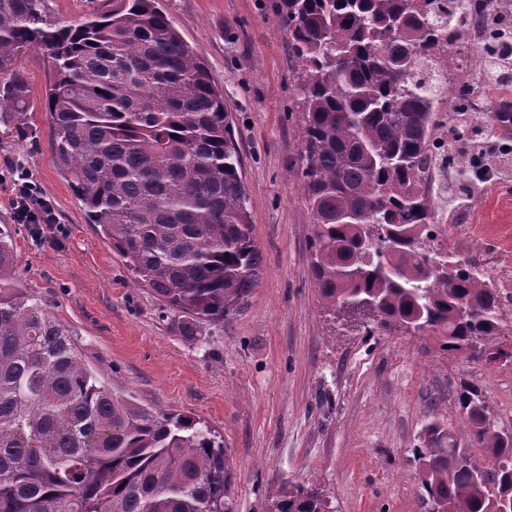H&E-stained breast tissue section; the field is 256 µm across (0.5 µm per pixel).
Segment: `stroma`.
Listing matches in <instances>:
<instances>
[{"instance_id": "35a3bbf8", "label": "stroma", "mask_w": 512, "mask_h": 512, "mask_svg": "<svg viewBox=\"0 0 512 512\" xmlns=\"http://www.w3.org/2000/svg\"><path fill=\"white\" fill-rule=\"evenodd\" d=\"M275 0H158L224 96L241 160L260 275L246 301L220 325L186 335L181 316L163 311L134 283L98 226L87 223L51 147L43 110L54 72L45 54L19 61L30 110L23 132L0 125V229L10 235L17 287L46 306L72 334L77 352L107 387L157 411L203 422L232 462L234 512H269L286 480L316 485L334 512H426L413 448L440 422L480 465L458 410L463 384L477 386L499 425L512 427V361L489 366L445 354L429 337L367 333L333 319L309 271L312 217L295 163L297 64ZM450 89L436 132L452 162L449 200L464 206L457 224L478 226L472 246L512 225V152L495 142L496 172L472 175V157L453 136L456 109L475 128L512 106L504 91L476 90L472 78ZM26 169L66 230L33 235L12 215L8 165Z\"/></svg>"}]
</instances>
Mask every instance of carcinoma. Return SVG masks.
Listing matches in <instances>:
<instances>
[{
	"label": "carcinoma",
	"instance_id": "cac0c4a2",
	"mask_svg": "<svg viewBox=\"0 0 512 512\" xmlns=\"http://www.w3.org/2000/svg\"><path fill=\"white\" fill-rule=\"evenodd\" d=\"M462 0H279L301 75L297 160L313 218L310 274L328 314L372 303L371 324L412 327L453 354L509 326L473 267L444 269L418 247L433 222L421 184L437 148L447 89L436 54ZM44 51L54 71L44 109L52 151L134 280L185 333L217 325L259 279L261 258L224 106L206 65L157 0H106L79 24L47 23L44 0H0V124L24 133L19 59ZM491 125L512 138V112ZM394 243L359 274L352 252L370 226ZM11 237L0 230V512H233L224 444L189 416L138 405L103 385L69 332L29 303ZM487 469L440 423L413 449L425 500L447 512H512V429L481 392L458 398ZM270 512H327L323 490L290 481Z\"/></svg>",
	"mask_w": 512,
	"mask_h": 512
}]
</instances>
